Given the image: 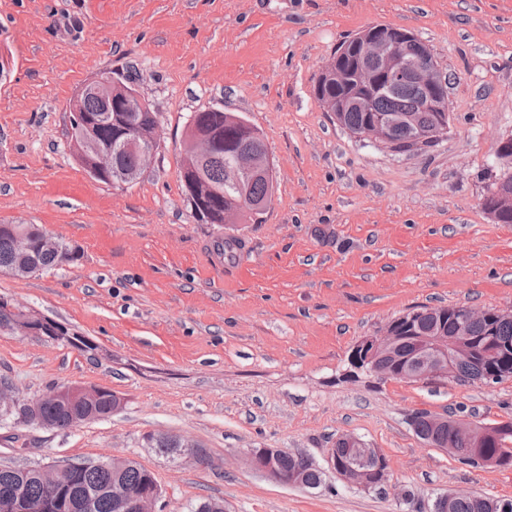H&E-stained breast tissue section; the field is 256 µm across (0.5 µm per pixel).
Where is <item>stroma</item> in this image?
I'll return each mask as SVG.
<instances>
[{
	"instance_id": "1",
	"label": "stroma",
	"mask_w": 512,
	"mask_h": 512,
	"mask_svg": "<svg viewBox=\"0 0 512 512\" xmlns=\"http://www.w3.org/2000/svg\"><path fill=\"white\" fill-rule=\"evenodd\" d=\"M408 29L451 76L450 126L407 154L356 138L313 82L374 24ZM155 112L158 147L135 182L92 180L68 136L73 102L101 73ZM220 109L262 132L275 171L256 221L205 224L180 160L191 115ZM512 135V0H0V224H34L77 251L28 276L0 270V299L70 341L0 327V381L20 401L101 386L120 409L68 430L0 420V465L129 455L152 469L162 512H432L469 490L512 499V468L472 467L424 444L408 416L512 419L497 384L383 380L351 371L364 337L423 307L512 311V224L481 197ZM244 249L208 261L207 245ZM350 433L388 464L382 488L327 466ZM187 436L194 460L152 448ZM251 448L304 453L314 488L267 481ZM412 490L413 503L402 493Z\"/></svg>"
}]
</instances>
